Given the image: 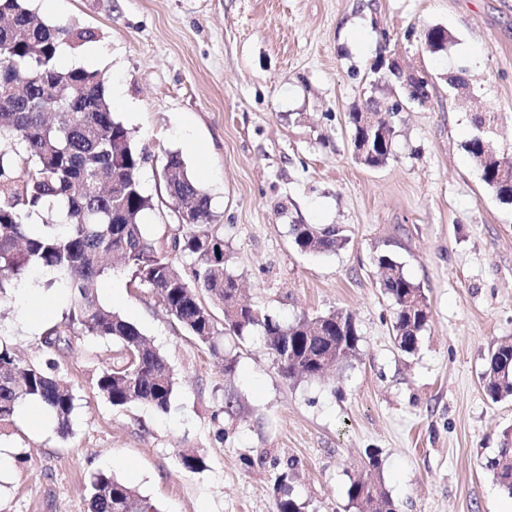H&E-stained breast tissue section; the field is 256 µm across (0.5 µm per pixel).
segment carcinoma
Returning <instances> with one entry per match:
<instances>
[{
    "instance_id": "obj_1",
    "label": "carcinoma",
    "mask_w": 512,
    "mask_h": 512,
    "mask_svg": "<svg viewBox=\"0 0 512 512\" xmlns=\"http://www.w3.org/2000/svg\"><path fill=\"white\" fill-rule=\"evenodd\" d=\"M0 300L36 272L51 277L43 287L65 296L61 320L43 337L48 348L69 344L71 332L112 339L119 349L112 366L96 379L97 393L114 407L141 403L167 412L177 387L164 356L132 322L105 305L100 281L123 267L131 282L150 289L168 315L196 341L215 348V338L243 339L258 332L283 377L315 379L324 362H347L355 356L360 336L353 316L338 311L312 320H273L241 301L239 282L224 259V227L214 223L210 200L188 174L182 157L166 154L161 177L175 210L190 209L191 224L161 245L144 234L141 216L152 208L140 182L148 159L131 131L114 118L105 94L102 72L62 69V47L77 48L95 39V32L66 22L52 23L26 0H0ZM355 158L377 167L391 155L394 128L385 118L381 144L367 143L362 112L348 115ZM475 134L466 150L481 178L503 203H512V158L492 152L491 115L475 108ZM289 236L303 253H330L345 241L335 224L296 221ZM188 264L187 276L181 264ZM381 286L393 306L392 332L406 353L417 350L430 321L428 298L402 266L387 255L378 258ZM221 307L217 325L203 296ZM484 392L497 402L512 396V340L491 350ZM39 403L54 416L58 429L69 430L74 408L72 390L44 369L17 358L0 343V423L12 420L21 406ZM499 487L512 495V433L502 434L495 455L485 462ZM293 471L275 479L277 512H304L306 503L290 492ZM90 512H158L128 483L98 472L91 477ZM348 505L357 512H396L385 488L358 475L347 490Z\"/></svg>"
}]
</instances>
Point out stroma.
<instances>
[{
	"label": "stroma",
	"mask_w": 512,
	"mask_h": 512,
	"mask_svg": "<svg viewBox=\"0 0 512 512\" xmlns=\"http://www.w3.org/2000/svg\"><path fill=\"white\" fill-rule=\"evenodd\" d=\"M52 22L94 30L98 68L131 109L115 114L149 154L141 182L149 239L178 232L158 173L167 152L211 199L224 255L243 297L291 322L353 315L359 348L324 378L287 380L253 337L201 346L147 288L115 273L101 300L136 324L168 360V412L113 407L94 387L115 343L75 336L43 346L60 307L0 304V342L55 374L76 398L70 430L22 415L0 426V512H87L90 479L127 482L159 512H275L274 481L294 464L306 512H354L349 479L365 451L398 512H512L484 464L512 429V397L492 402L483 374L493 345L512 339V205L501 203L465 149L471 115L494 112L491 135L512 152V0H29ZM426 25L449 41L430 51ZM426 77L424 102L376 83L380 55ZM465 70L468 98L448 74ZM402 102L392 153L355 160L350 112L368 98ZM186 126L196 149L177 130ZM343 227L335 252L307 254L294 220ZM423 288L431 320L417 351L400 350L380 255ZM234 360L233 372L224 369ZM204 460L186 470L181 455Z\"/></svg>",
	"instance_id": "stroma-1"
}]
</instances>
